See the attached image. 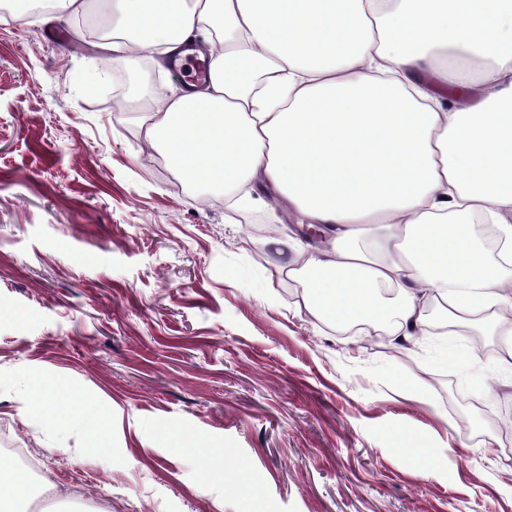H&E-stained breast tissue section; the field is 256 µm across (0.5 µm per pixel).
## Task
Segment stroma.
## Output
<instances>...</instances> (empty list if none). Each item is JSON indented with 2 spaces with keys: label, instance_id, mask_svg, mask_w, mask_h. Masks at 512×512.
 <instances>
[{
  "label": "stroma",
  "instance_id": "obj_1",
  "mask_svg": "<svg viewBox=\"0 0 512 512\" xmlns=\"http://www.w3.org/2000/svg\"><path fill=\"white\" fill-rule=\"evenodd\" d=\"M114 59L71 18L0 8V439L68 494L30 512H239L233 477L203 482L171 448L178 429L243 466L262 512H512V365L490 326L478 347L338 335L300 283L270 281L250 229L305 225L180 180L134 121L142 99L110 97ZM423 371L426 403L407 395ZM36 387L61 417L83 400L110 420L103 450L47 428Z\"/></svg>",
  "mask_w": 512,
  "mask_h": 512
}]
</instances>
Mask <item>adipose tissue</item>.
<instances>
[{
	"label": "adipose tissue",
	"instance_id": "adipose-tissue-1",
	"mask_svg": "<svg viewBox=\"0 0 512 512\" xmlns=\"http://www.w3.org/2000/svg\"><path fill=\"white\" fill-rule=\"evenodd\" d=\"M100 47L209 60L139 125L183 180L228 206L285 205L321 240L265 243L303 306L407 342L425 306L487 311L512 359V0H112ZM472 91L476 106L449 101ZM482 217L504 240L488 259ZM374 224L378 235L359 227ZM27 473L0 457V512H22Z\"/></svg>",
	"mask_w": 512,
	"mask_h": 512
}]
</instances>
